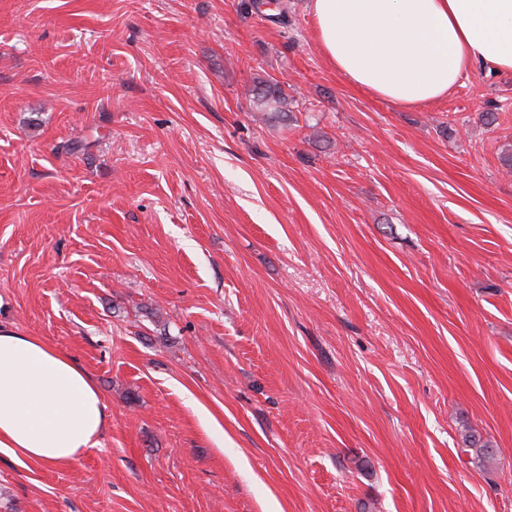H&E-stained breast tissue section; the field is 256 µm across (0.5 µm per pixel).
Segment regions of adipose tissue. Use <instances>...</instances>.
Instances as JSON below:
<instances>
[{"label": "adipose tissue", "mask_w": 512, "mask_h": 512, "mask_svg": "<svg viewBox=\"0 0 512 512\" xmlns=\"http://www.w3.org/2000/svg\"><path fill=\"white\" fill-rule=\"evenodd\" d=\"M313 36L349 84L397 106L442 100L475 68L512 73V0H310ZM109 423L91 375L0 326V448L66 466Z\"/></svg>", "instance_id": "adipose-tissue-1"}]
</instances>
